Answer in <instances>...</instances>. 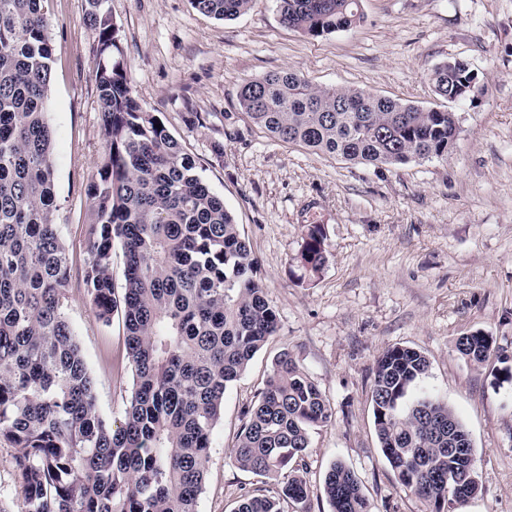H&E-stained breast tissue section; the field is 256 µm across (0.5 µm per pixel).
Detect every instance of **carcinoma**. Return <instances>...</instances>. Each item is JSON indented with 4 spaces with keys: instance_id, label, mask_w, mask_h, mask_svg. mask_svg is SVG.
I'll use <instances>...</instances> for the list:
<instances>
[{
    "instance_id": "1",
    "label": "carcinoma",
    "mask_w": 512,
    "mask_h": 512,
    "mask_svg": "<svg viewBox=\"0 0 512 512\" xmlns=\"http://www.w3.org/2000/svg\"><path fill=\"white\" fill-rule=\"evenodd\" d=\"M45 0H0V437L26 487V512H197L224 393L276 333L278 316L257 279L233 215L161 117L133 96L107 0H87L98 34L92 77L104 154L87 178L94 220L84 282L96 316L121 310L133 385L124 416L96 405L94 381L66 315L70 261L55 222L53 134L45 104L52 75ZM282 22L318 38L360 22L359 0H276ZM218 20L252 0H190ZM431 75L455 104L472 70L460 59ZM243 114L272 138L320 155L373 166L444 159L459 125L446 109L422 108L354 88L313 86L293 70L245 81ZM161 128H156V125ZM327 235L310 224L295 257L301 277L326 263ZM120 242L122 294L112 249ZM458 352L482 364L493 352L481 332ZM428 358L388 348L373 371L374 427L403 489L427 512H464L481 491L477 469L448 453L470 441L448 404L405 398ZM329 399L288 349L274 358L257 402L242 412L233 464L267 479L289 471L276 496L246 493L235 512H282L288 499L310 512V491L292 467L311 429L331 421ZM457 480L448 484V474ZM323 494L332 512H370L354 473L336 462Z\"/></svg>"
}]
</instances>
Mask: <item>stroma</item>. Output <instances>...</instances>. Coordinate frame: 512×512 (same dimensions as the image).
Masks as SVG:
<instances>
[{
	"label": "stroma",
	"mask_w": 512,
	"mask_h": 512,
	"mask_svg": "<svg viewBox=\"0 0 512 512\" xmlns=\"http://www.w3.org/2000/svg\"><path fill=\"white\" fill-rule=\"evenodd\" d=\"M87 0H48L54 66L47 118L54 132L57 222L72 260L68 316L93 377L100 414L121 418L132 388L121 313H93L84 284L91 210L88 175L104 151L95 83L96 31ZM135 97L158 113L235 216L275 307L279 329L224 395L211 436L199 512H234L280 481L236 468L230 450L272 360L289 350L327 395L331 421L311 431L301 465L311 512H331L326 471L342 462L372 512H425L405 492L374 430L373 369L389 347L429 359L415 392L451 406L470 433L481 482L466 512H512V0H360L357 27L311 38L285 27L275 0L232 20L189 0H108ZM478 76L457 106L445 159L366 166L274 141L238 104L241 84L285 68L319 87H353L423 108H447L430 81L451 59ZM191 112L208 114L188 127ZM223 145L215 157L214 145ZM324 225L327 261L299 282L294 258L308 225ZM492 336L497 356L477 367L460 336ZM18 450L0 439V512H25Z\"/></svg>",
	"instance_id": "stroma-1"
}]
</instances>
